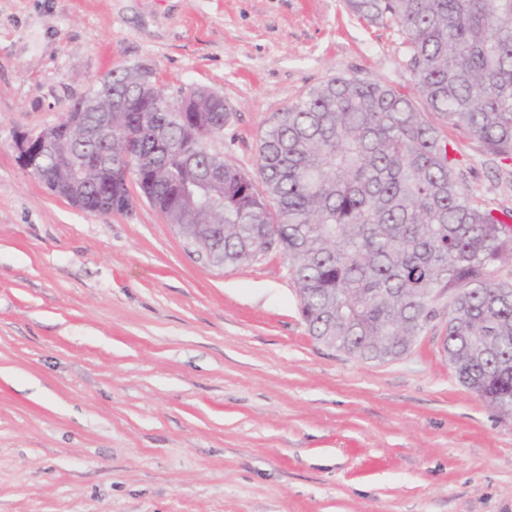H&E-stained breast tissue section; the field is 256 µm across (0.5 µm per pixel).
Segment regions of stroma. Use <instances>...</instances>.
<instances>
[{
  "label": "stroma",
  "mask_w": 512,
  "mask_h": 512,
  "mask_svg": "<svg viewBox=\"0 0 512 512\" xmlns=\"http://www.w3.org/2000/svg\"><path fill=\"white\" fill-rule=\"evenodd\" d=\"M203 87L256 173L272 116L338 74L416 97L395 28L345 0H0V512H512V418L436 320L398 360L309 336L280 253L218 268L147 202L93 214L18 163L114 69ZM476 201L512 161L449 126Z\"/></svg>",
  "instance_id": "35a3bbf8"
}]
</instances>
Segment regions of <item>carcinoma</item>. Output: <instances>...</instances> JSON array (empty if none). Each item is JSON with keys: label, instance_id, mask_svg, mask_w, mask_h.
I'll use <instances>...</instances> for the list:
<instances>
[{"label": "carcinoma", "instance_id": "cac0c4a2", "mask_svg": "<svg viewBox=\"0 0 512 512\" xmlns=\"http://www.w3.org/2000/svg\"><path fill=\"white\" fill-rule=\"evenodd\" d=\"M403 37L419 96L487 155L512 159V0H346ZM149 71L112 72L96 111L75 100L49 128L38 179L90 213L129 214L140 197L215 266L282 254L310 336L363 362L400 358L447 317L459 382L512 417V227L476 202L438 128L387 83L333 76L273 116L261 182L212 151L233 112L196 87L151 97ZM94 166L82 192L70 160ZM208 181L195 204L181 189ZM448 303H442L443 299Z\"/></svg>", "mask_w": 512, "mask_h": 512}]
</instances>
